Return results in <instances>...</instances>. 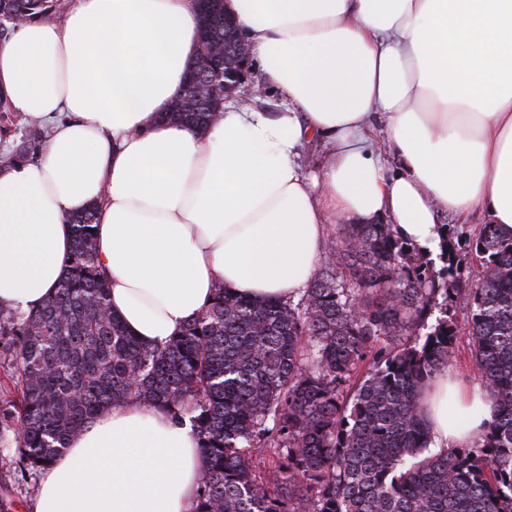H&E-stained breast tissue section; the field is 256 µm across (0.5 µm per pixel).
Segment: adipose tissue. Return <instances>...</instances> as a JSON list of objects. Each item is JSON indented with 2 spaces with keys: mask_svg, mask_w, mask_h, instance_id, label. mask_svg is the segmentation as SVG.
Returning a JSON list of instances; mask_svg holds the SVG:
<instances>
[{
  "mask_svg": "<svg viewBox=\"0 0 512 512\" xmlns=\"http://www.w3.org/2000/svg\"><path fill=\"white\" fill-rule=\"evenodd\" d=\"M224 9L278 103H227L204 132L159 119L196 57V0H69L0 42V96L48 128L37 161L0 162V304L28 311L54 294L67 219L93 203L110 306L150 346L220 285L299 297L340 221L390 219L426 250L445 215L480 210L512 233V0ZM312 140L326 160L307 173L298 156ZM424 402L436 451L495 415L485 389L442 374ZM201 466L189 425L116 405L42 469L34 512H194Z\"/></svg>",
  "mask_w": 512,
  "mask_h": 512,
  "instance_id": "adipose-tissue-1",
  "label": "adipose tissue"
}]
</instances>
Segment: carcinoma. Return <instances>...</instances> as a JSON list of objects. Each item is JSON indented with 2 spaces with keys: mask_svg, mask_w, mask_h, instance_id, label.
<instances>
[{
  "mask_svg": "<svg viewBox=\"0 0 512 512\" xmlns=\"http://www.w3.org/2000/svg\"><path fill=\"white\" fill-rule=\"evenodd\" d=\"M60 0H0V14L47 17ZM224 43V5L206 22ZM224 68L161 121L201 131L219 119ZM44 129H27L25 159ZM69 272L38 310L0 305V447L24 473L47 466L112 406L151 402L188 420L203 466L195 512H512V235L484 224L465 239L481 269L467 335L496 409L469 445L433 452L420 398L454 358L460 328L442 311L461 280L448 238L441 266L392 224H351L296 300L222 285L165 344L112 314L97 206L69 218Z\"/></svg>",
  "mask_w": 512,
  "mask_h": 512,
  "instance_id": "obj_1",
  "label": "carcinoma"
}]
</instances>
